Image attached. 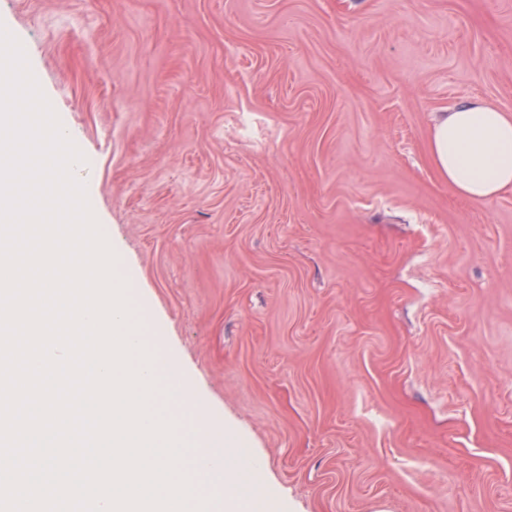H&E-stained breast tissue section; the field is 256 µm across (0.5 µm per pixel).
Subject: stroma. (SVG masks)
<instances>
[{
	"instance_id": "35a3bbf8",
	"label": "stroma",
	"mask_w": 512,
	"mask_h": 512,
	"mask_svg": "<svg viewBox=\"0 0 512 512\" xmlns=\"http://www.w3.org/2000/svg\"><path fill=\"white\" fill-rule=\"evenodd\" d=\"M160 349L285 512H512V0H0ZM510 112L473 98L436 117L431 158L460 195L486 201L512 188Z\"/></svg>"
}]
</instances>
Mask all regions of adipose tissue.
Instances as JSON below:
<instances>
[{"label": "adipose tissue", "instance_id": "obj_1", "mask_svg": "<svg viewBox=\"0 0 512 512\" xmlns=\"http://www.w3.org/2000/svg\"><path fill=\"white\" fill-rule=\"evenodd\" d=\"M430 153L457 193L492 199L512 188V112L480 98L467 100L436 117Z\"/></svg>", "mask_w": 512, "mask_h": 512}]
</instances>
